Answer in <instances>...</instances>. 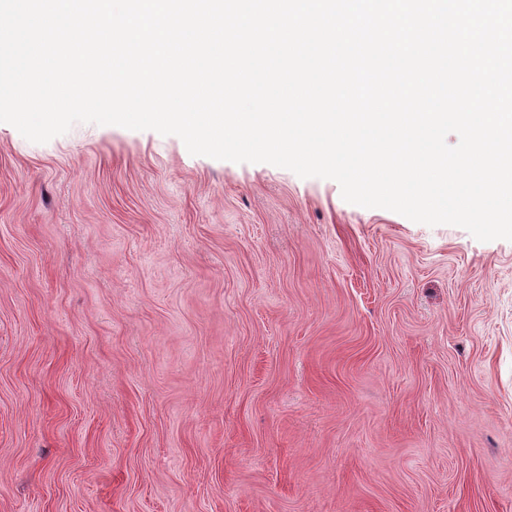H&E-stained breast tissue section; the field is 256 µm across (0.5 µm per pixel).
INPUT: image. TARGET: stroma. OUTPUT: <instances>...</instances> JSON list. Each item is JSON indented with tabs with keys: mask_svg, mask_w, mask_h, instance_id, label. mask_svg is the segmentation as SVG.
<instances>
[{
	"mask_svg": "<svg viewBox=\"0 0 512 512\" xmlns=\"http://www.w3.org/2000/svg\"><path fill=\"white\" fill-rule=\"evenodd\" d=\"M0 512H512V241L0 123Z\"/></svg>",
	"mask_w": 512,
	"mask_h": 512,
	"instance_id": "35a3bbf8",
	"label": "stroma"
}]
</instances>
